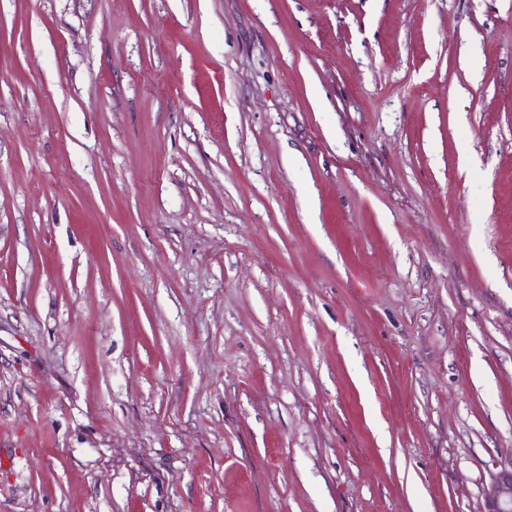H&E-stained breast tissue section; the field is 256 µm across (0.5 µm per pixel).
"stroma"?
<instances>
[{
  "label": "stroma",
  "mask_w": 512,
  "mask_h": 512,
  "mask_svg": "<svg viewBox=\"0 0 512 512\" xmlns=\"http://www.w3.org/2000/svg\"><path fill=\"white\" fill-rule=\"evenodd\" d=\"M512 456V0H0V512H480Z\"/></svg>",
  "instance_id": "stroma-1"
}]
</instances>
